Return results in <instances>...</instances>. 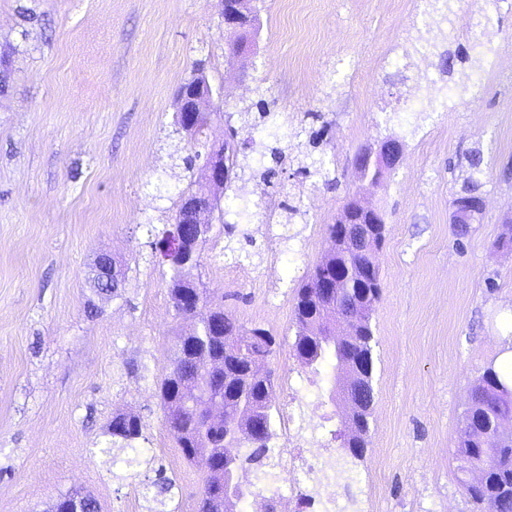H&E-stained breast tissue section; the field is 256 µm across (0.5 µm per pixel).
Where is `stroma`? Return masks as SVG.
<instances>
[{
    "label": "stroma",
    "mask_w": 512,
    "mask_h": 512,
    "mask_svg": "<svg viewBox=\"0 0 512 512\" xmlns=\"http://www.w3.org/2000/svg\"><path fill=\"white\" fill-rule=\"evenodd\" d=\"M252 7L260 28L234 56L215 0H0V512H50L75 489L100 512H197L205 474L176 448L158 395L192 324L175 314L153 242L208 145L234 140L244 171L214 189L208 221L239 233L208 242L198 274L226 315L274 337L264 369L283 402L301 369L295 289L357 193L355 154L387 136L403 160L361 193L384 213L386 241L352 512H475L454 443L471 389L512 337V251L495 246L512 224V0H456L449 30L415 0ZM451 39L480 60L484 91L405 111L409 93L448 86L423 54ZM200 60L223 106L195 143L175 121ZM475 149L485 204L460 237L451 196ZM272 207L277 223L254 235ZM101 252L124 272L120 296L89 284ZM118 411L140 417V449L107 455ZM161 471L175 483L162 504L145 495Z\"/></svg>",
    "instance_id": "stroma-1"
}]
</instances>
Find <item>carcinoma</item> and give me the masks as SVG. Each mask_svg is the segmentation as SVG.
Wrapping results in <instances>:
<instances>
[{"mask_svg": "<svg viewBox=\"0 0 512 512\" xmlns=\"http://www.w3.org/2000/svg\"><path fill=\"white\" fill-rule=\"evenodd\" d=\"M454 0H430L431 13L439 22H448ZM439 70L448 77L469 78L468 71L479 67V61L446 49L439 54ZM470 173L463 179L458 195L479 197L481 183L475 177L481 165L480 152L468 157ZM366 253L342 243L333 254H326L298 287L293 311L296 326L294 355L307 367L336 360V353L351 361L355 374L353 403L347 421L341 423L337 437L342 439L351 423L359 433L348 442L340 443L336 457L337 472L345 474V458L361 460L367 447L365 425L369 423L373 405L372 341L369 319H364L352 336L336 337V319L357 311L358 295L364 291L380 293V274L364 282L346 277L348 267L366 265ZM340 283L336 295L324 297L318 284L326 276ZM196 293L202 306L217 310L221 329L214 331L201 320L188 335L176 339L175 356L161 385V397L167 411L166 423L184 459L206 472L198 512H233L235 498H224V475L237 478L240 449L252 446L256 453L267 448L272 435V410L275 391L270 376L252 365L251 355L267 356L272 337L258 327L245 328L224 316L222 298L196 283L194 268L172 274L169 294L178 315H183V297ZM224 398L225 413L231 424L212 421L207 406L216 396ZM512 422V385L495 368H488L473 387L464 423L457 438L459 456L465 472L480 464L486 467L484 476L471 483L462 481L465 493L480 512H512V437L485 440V433ZM108 448H133L142 436L140 417L132 413L113 414L107 428ZM81 512H99L98 502L74 491L61 496L55 512H71L75 501Z\"/></svg>", "mask_w": 512, "mask_h": 512, "instance_id": "obj_1", "label": "carcinoma"}]
</instances>
